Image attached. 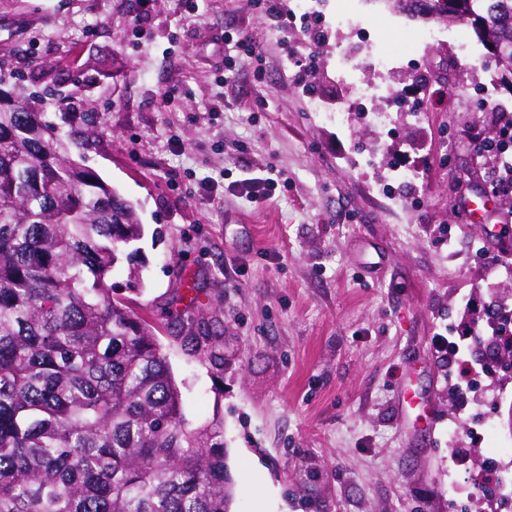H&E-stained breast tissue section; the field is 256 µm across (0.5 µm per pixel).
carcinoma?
I'll list each match as a JSON object with an SVG mask.
<instances>
[{
  "instance_id": "1",
  "label": "carcinoma",
  "mask_w": 512,
  "mask_h": 512,
  "mask_svg": "<svg viewBox=\"0 0 512 512\" xmlns=\"http://www.w3.org/2000/svg\"><path fill=\"white\" fill-rule=\"evenodd\" d=\"M471 22L512 74V0H393ZM136 207L0 107V512H231L224 425L190 427L158 324L112 297Z\"/></svg>"
}]
</instances>
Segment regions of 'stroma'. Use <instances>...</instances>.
Returning <instances> with one entry per match:
<instances>
[{
    "mask_svg": "<svg viewBox=\"0 0 512 512\" xmlns=\"http://www.w3.org/2000/svg\"><path fill=\"white\" fill-rule=\"evenodd\" d=\"M319 2L313 41L298 0H0V69L23 75L0 88L43 94L32 74L57 65L69 83L41 109L46 130L95 116L72 157L146 229L138 290L121 266L113 294L146 318L192 315L158 337L190 426L224 423L233 512H460L449 484L488 479L470 427L512 409V378L462 389L433 339L483 323L506 284L488 276L494 252H472L512 225V196L493 193L494 161L475 144L512 115V76L467 20L426 44L410 39L426 21L390 0ZM339 10L393 51L390 70L331 28ZM228 32L259 43L263 76L244 65L225 79ZM342 51L395 92L372 102L389 110V136L344 93ZM419 86L442 89L446 106L414 117ZM339 103L344 126L324 122ZM396 158L419 180L393 184ZM272 169L285 180L268 195L237 190ZM202 328L222 365L186 344Z\"/></svg>",
    "mask_w": 512,
    "mask_h": 512,
    "instance_id": "obj_1",
    "label": "stroma"
}]
</instances>
